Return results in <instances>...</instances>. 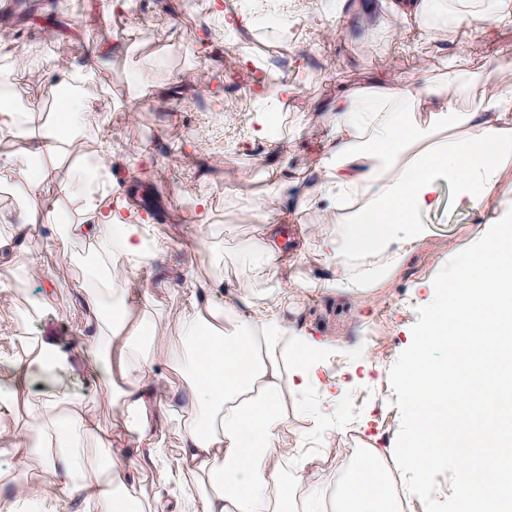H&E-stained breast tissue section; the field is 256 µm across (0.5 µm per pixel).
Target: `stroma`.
Masks as SVG:
<instances>
[{"mask_svg": "<svg viewBox=\"0 0 512 512\" xmlns=\"http://www.w3.org/2000/svg\"><path fill=\"white\" fill-rule=\"evenodd\" d=\"M32 2L30 15L9 32L0 31V53L26 61L18 97L45 99L47 87L64 84L70 72L88 63L92 50L102 54L83 139L92 150L105 140L116 146L109 203L150 223L163 247L156 265L132 276L130 287L149 293V310L171 333L185 295L202 285L220 281L225 296L260 301L270 284L241 277L236 258L258 219L280 223L283 245L301 257L287 282L298 293L288 322L334 346L327 372L345 377L330 408L336 430L323 442L322 476L333 481L348 474L360 450L399 447L413 428L400 374L425 333L428 284L439 266L455 270L461 242L479 237L490 219L512 216V195H494L471 208L459 203L453 185L442 184L439 207L419 217L428 237L403 257L382 288L368 296L349 290L307 296L308 288L330 274L321 244L341 222L318 191L315 160L329 132L327 109L341 96L376 88L419 84L444 92L450 79L465 75L473 83L458 108L473 111L500 91L493 72L500 48L512 47V23H497L489 40L453 26L434 31L423 44L415 22L393 14L390 0H268L261 20L254 0H222L221 18L185 8L184 0H146L142 20L113 0H79L80 9L72 11L60 0ZM58 47L66 49L68 66L58 65ZM272 87L287 92L278 138L228 141L229 129L246 124L250 113L270 111ZM217 98L223 111L212 109ZM45 101L56 108V100ZM130 106L138 118L132 125L123 119ZM200 138L215 139L224 155L221 164L185 165ZM132 140L143 146L134 156L126 150ZM301 188L311 206L299 221L281 220ZM54 193L45 187L34 207L49 220L37 234L23 237L17 225L0 223V281L12 282L0 290L4 357L14 347L8 326L28 302L42 304L29 335L52 337L72 350L88 319L69 286L92 271L64 261V225L47 211ZM186 194L193 198L189 211L182 206ZM365 354L374 368L361 365ZM98 371L78 356L60 383L86 394L89 415L111 429L112 446L123 453L129 439L102 394ZM412 487L404 512H450L455 482L447 467Z\"/></svg>", "mask_w": 512, "mask_h": 512, "instance_id": "stroma-1", "label": "stroma"}]
</instances>
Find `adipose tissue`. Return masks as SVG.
I'll return each mask as SVG.
<instances>
[{
    "label": "adipose tissue",
    "instance_id": "1",
    "mask_svg": "<svg viewBox=\"0 0 512 512\" xmlns=\"http://www.w3.org/2000/svg\"><path fill=\"white\" fill-rule=\"evenodd\" d=\"M396 15L416 21L428 33L430 13L449 14L459 27L488 28V8L454 9L450 0H391ZM500 93L482 111L456 107L458 89L439 101L443 126L466 129L465 137L432 139L413 117L422 87L409 85L391 95L339 98L322 161V196L343 200L348 191L369 184L380 195L335 237L324 252L332 261L327 290L379 287L396 271L399 256L412 250L428 229L420 214L439 203L447 182L458 198L474 207L505 193L501 174L512 165V68L499 73ZM0 171L11 193L28 201L55 184L58 199L84 197L79 167L47 163L30 171L23 161L4 157ZM87 224L67 225L75 248L91 251L100 274L84 281L76 294L96 316L80 345L86 356L104 357L105 392L133 436L131 456L112 454V437L86 412L83 395L50 388L23 399L43 447L44 466L73 478L72 490L52 493L41 483L11 471L0 484L15 489L0 498V512H72L73 493L84 498V512H398L400 503L385 484L392 469L413 464L421 472L441 465L455 476L458 512H512V396L493 392L476 397L512 371V357L484 342L493 335L506 303H512V230L459 247V271L448 278V293L433 299V318L422 344L407 357L402 380L410 392L416 422L401 447L368 449L370 470L354 469L329 484L300 476L289 479L281 433L288 416L304 411L311 422L326 418L335 380H324L325 344L289 326L285 314L294 290L279 288L263 304L237 310L214 300L220 284L191 295L175 336L157 333L144 310L148 296L115 287V280L140 268L145 225L122 207L92 208ZM281 229L262 224L239 258V269L255 281H268L293 263L280 244ZM447 346L457 375L473 384L460 394L449 390L444 367L429 350ZM177 369L188 396H163L153 386V368ZM69 354L54 340L30 338L12 362L17 378L43 376L71 368ZM175 421L182 448L171 455L155 438L158 417ZM151 468L150 489L128 492L132 466Z\"/></svg>",
    "mask_w": 512,
    "mask_h": 512
}]
</instances>
